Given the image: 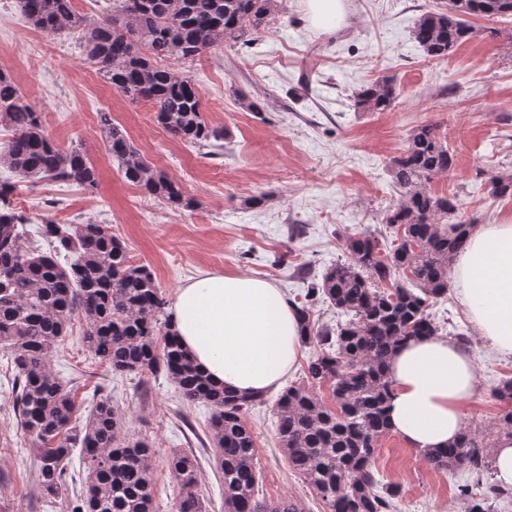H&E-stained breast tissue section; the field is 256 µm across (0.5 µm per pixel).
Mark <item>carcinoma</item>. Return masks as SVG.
<instances>
[{
    "label": "carcinoma",
    "instance_id": "obj_1",
    "mask_svg": "<svg viewBox=\"0 0 512 512\" xmlns=\"http://www.w3.org/2000/svg\"><path fill=\"white\" fill-rule=\"evenodd\" d=\"M33 27L55 34L81 32L86 59L133 101L145 99L172 138L204 144L224 141V127L209 124L190 77L159 66L173 56L194 60L228 41H247L264 30L277 0H120L116 13L89 21L73 0H16ZM512 17V0H448V11L425 12L413 39L431 57H446L475 36L471 18ZM398 96L396 84L380 78L354 93L355 109L384 112ZM105 146L125 179L145 195L177 209L197 201L156 168L114 124L99 115ZM0 126L11 132L0 166L32 181L73 182L97 188L96 169L78 148L61 149L46 133L41 113L0 71ZM454 163L429 126L411 135L392 160L399 199L385 216L394 240L373 234L345 239L347 259L327 268L295 305L302 343L313 348L303 380L275 400L276 434L288 465L322 501L326 512H391L401 493L377 478L375 455L390 433V357L403 343L438 335L429 309L448 294L452 259L464 250L472 224L455 221L457 201L438 196L430 182ZM489 194L512 199V174L492 176ZM14 184L0 181V352L14 367L12 390L24 434L38 462V496L63 512H153L155 451L145 440L123 434V422L108 397L83 418L74 389L55 374L51 360L81 314L83 345L92 359L119 375L163 374L188 404L212 408L209 438L224 477V512H303L294 499L275 502L259 493L256 440L244 412L261 402L214 387L193 366L171 333L165 297L151 270L130 263L122 240L101 224H58L47 219L39 234L52 244L43 252L24 242L25 215L14 206ZM328 301L346 317L336 325L313 321L309 306ZM328 386L332 403L320 395ZM504 404L493 435H512V379L494 387ZM486 435L465 429L446 448L421 453L435 471L464 468L480 477L492 469ZM79 452L81 488L69 489V466ZM173 512H206L198 461L172 455ZM465 512H494L506 490L488 484L479 493L459 488Z\"/></svg>",
    "mask_w": 512,
    "mask_h": 512
}]
</instances>
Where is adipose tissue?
Returning a JSON list of instances; mask_svg holds the SVG:
<instances>
[{
  "label": "adipose tissue",
  "mask_w": 512,
  "mask_h": 512,
  "mask_svg": "<svg viewBox=\"0 0 512 512\" xmlns=\"http://www.w3.org/2000/svg\"><path fill=\"white\" fill-rule=\"evenodd\" d=\"M452 273L479 336L512 356V223L474 229ZM171 320L199 370L239 395L259 397L279 388L301 357L296 310L264 279L201 273L179 288ZM388 377L390 426L408 447L445 448L458 438L478 378L455 340L438 335L408 343L391 358Z\"/></svg>",
  "instance_id": "1"
}]
</instances>
